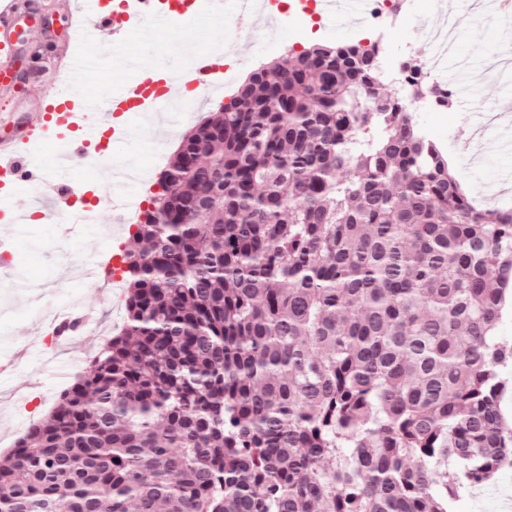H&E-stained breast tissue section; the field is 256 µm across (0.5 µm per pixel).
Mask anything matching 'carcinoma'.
Here are the masks:
<instances>
[{"instance_id":"carcinoma-1","label":"carcinoma","mask_w":512,"mask_h":512,"mask_svg":"<svg viewBox=\"0 0 512 512\" xmlns=\"http://www.w3.org/2000/svg\"><path fill=\"white\" fill-rule=\"evenodd\" d=\"M379 54H287L187 132L123 328L0 457V512H449L512 464V209L415 123L453 96Z\"/></svg>"}]
</instances>
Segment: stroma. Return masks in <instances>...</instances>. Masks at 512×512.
Returning a JSON list of instances; mask_svg holds the SVG:
<instances>
[{
	"instance_id": "obj_1",
	"label": "stroma",
	"mask_w": 512,
	"mask_h": 512,
	"mask_svg": "<svg viewBox=\"0 0 512 512\" xmlns=\"http://www.w3.org/2000/svg\"><path fill=\"white\" fill-rule=\"evenodd\" d=\"M476 0H446L438 7L434 0H412L411 13L402 18L395 34L385 44L387 63L421 64L429 56L454 73L456 88L452 110L440 112L414 107L415 119L424 134L448 157L460 180L468 185L473 197H480L485 186L499 188L497 205L512 206V186L506 178L512 173V152L495 149L494 141L512 125V71L492 77L489 64L495 57V43L512 44V15L483 13L477 24L460 27L454 46L441 52L428 38V31L442 27L450 16L473 11ZM42 23L26 25L20 36L21 53L18 68L30 80L19 93L10 111L32 110L36 106L37 88L56 64V47L67 37L63 17L52 7V0H41ZM220 30L219 22L199 14L178 28L164 30L147 38L131 34L123 43L89 46L85 54L93 64L86 77L87 89L96 95L109 93L115 74V60L130 57L133 64L124 70L123 78L135 80L141 68L176 69L185 64L192 53L212 47ZM359 28L345 32L328 30L298 34L283 25L275 37L262 41L248 38L236 40L242 63L238 77H246L257 66L287 53H298L316 43H356L361 41ZM232 85L204 96L190 117L177 122L173 134H157L140 115H129V135L114 140L112 162L131 163L150 171L144 185L123 184L124 196H152L163 168L159 159H170L182 135L195 122L216 111L227 102ZM490 142L492 148L483 163L474 165L470 155L478 141ZM17 210L25 213L27 222L20 224L8 248L6 262H0V455L13 448L16 439L30 426L48 415L60 394L75 378L87 371L91 358L104 341L122 326L125 309L120 290L110 282L90 284L80 276L81 267L99 263L111 249L113 225L138 222L139 213L126 214L103 207L98 217L82 225L76 233L66 234L65 227L48 211L42 210L37 192L27 186L13 187ZM73 305L74 316L90 312L91 325L75 334L77 349L55 355L44 339H32L33 324L50 319L56 309ZM488 495L473 502L468 489H460L451 503L452 512H503L502 497L512 498V468L503 469Z\"/></svg>"
}]
</instances>
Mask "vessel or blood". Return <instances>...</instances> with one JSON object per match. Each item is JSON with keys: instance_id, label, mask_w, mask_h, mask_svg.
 Segmentation results:
<instances>
[{"instance_id": "vessel-or-blood-1", "label": "vessel or blood", "mask_w": 512, "mask_h": 512, "mask_svg": "<svg viewBox=\"0 0 512 512\" xmlns=\"http://www.w3.org/2000/svg\"><path fill=\"white\" fill-rule=\"evenodd\" d=\"M89 9L79 8L76 0H61L69 37L63 53L68 60L43 81L37 94L38 105L27 112L24 123L14 132L0 136V246L11 239L24 216L7 195V187L28 184L49 199L55 213L66 214L69 223L83 221L81 209H66V201L76 199L78 189L66 178L75 162L93 169L110 168L112 181L133 180L136 170L111 164L101 144L105 137L119 139L127 134L120 118L135 112L153 111L159 101L174 103L186 90L209 92L230 81L232 71L224 67L223 52L211 49L197 53L187 66L172 72L143 69L130 83L117 81L103 102L93 96L75 98L76 83L69 60L82 44L118 42L131 31L146 35L170 28L178 15L165 10L159 0H89ZM319 16L330 27L349 25L364 18L370 0H317ZM21 16L19 0H0V96L12 97L16 90L18 44L17 23ZM60 143L53 166H45L35 156L45 144Z\"/></svg>"}]
</instances>
